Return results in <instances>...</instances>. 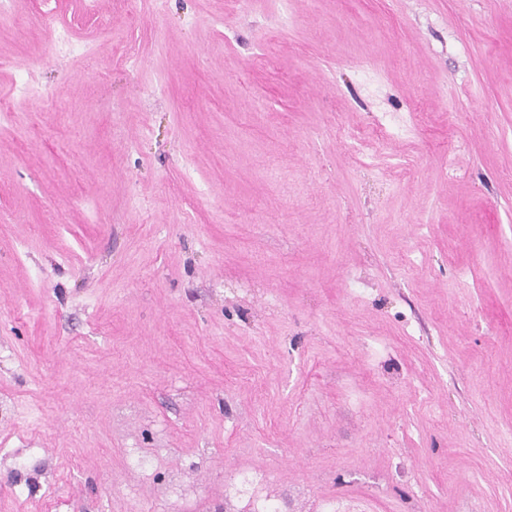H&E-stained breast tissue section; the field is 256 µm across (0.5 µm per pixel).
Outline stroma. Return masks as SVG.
I'll return each mask as SVG.
<instances>
[{
  "mask_svg": "<svg viewBox=\"0 0 512 512\" xmlns=\"http://www.w3.org/2000/svg\"><path fill=\"white\" fill-rule=\"evenodd\" d=\"M0 109V512H512V0H15ZM341 135L357 148L364 146L367 141L373 142L380 148L394 137L395 131L388 126L380 125L370 133L349 128L343 129Z\"/></svg>",
  "mask_w": 512,
  "mask_h": 512,
  "instance_id": "35a3bbf8",
  "label": "stroma"
}]
</instances>
